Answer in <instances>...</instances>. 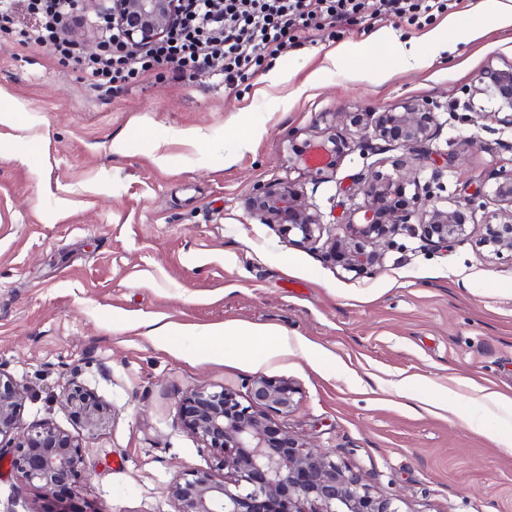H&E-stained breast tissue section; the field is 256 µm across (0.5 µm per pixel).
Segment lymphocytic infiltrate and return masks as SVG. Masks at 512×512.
I'll use <instances>...</instances> for the list:
<instances>
[{"instance_id":"lymphocytic-infiltrate-1","label":"lymphocytic infiltrate","mask_w":512,"mask_h":512,"mask_svg":"<svg viewBox=\"0 0 512 512\" xmlns=\"http://www.w3.org/2000/svg\"><path fill=\"white\" fill-rule=\"evenodd\" d=\"M81 0H0V34L14 43H35L59 60L79 56L66 32L80 23ZM449 0H178V20L165 37L145 49L130 48L108 12L95 21L105 35L101 54L84 59L91 87L116 93L140 72L159 67L174 74L212 70L233 87L254 74L260 59L301 46L306 31L335 26L364 15L410 22L447 10ZM34 18L33 28L17 27L18 7Z\"/></svg>"}]
</instances>
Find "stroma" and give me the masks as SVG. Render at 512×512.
Returning <instances> with one entry per match:
<instances>
[{
	"label": "stroma",
	"instance_id": "35a3bbf8",
	"mask_svg": "<svg viewBox=\"0 0 512 512\" xmlns=\"http://www.w3.org/2000/svg\"><path fill=\"white\" fill-rule=\"evenodd\" d=\"M479 3L452 0L421 23L354 19L312 32L232 89L205 71L158 68L105 93L76 61L0 46V108L25 107L0 122V368L28 389L24 425H53L83 447L76 482L50 495L0 470V512H176L171 487L185 473L224 477L220 452L180 425L181 401L204 385L248 403L257 375L298 390L295 410L274 416L285 432L330 452L400 512H512V453L468 399L472 383L512 397V258L488 261L470 238L435 248L403 231L376 273L358 275L246 207L255 188L292 179L321 211H342L339 183L392 173L406 148L374 152L355 139L335 178L317 182L289 168L290 140L308 138L321 116L407 98L438 106L447 204L491 188L512 164V129L468 91L481 71L512 65V26ZM382 27L412 48L408 60L369 44ZM432 31L449 33L448 49L431 46ZM342 43L354 54L327 63ZM273 69L282 83L267 82ZM187 129L200 139L179 138ZM152 320L177 336L150 337ZM224 325L278 328L325 362L212 359L203 335ZM401 378L466 420L399 394ZM73 379L110 405L106 431L87 434L58 403Z\"/></svg>",
	"mask_w": 512,
	"mask_h": 512
}]
</instances>
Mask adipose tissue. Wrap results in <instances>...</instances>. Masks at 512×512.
<instances>
[{
	"mask_svg": "<svg viewBox=\"0 0 512 512\" xmlns=\"http://www.w3.org/2000/svg\"><path fill=\"white\" fill-rule=\"evenodd\" d=\"M233 341L235 355L243 360L261 355L267 358L285 357L308 352L302 340H289L283 332L256 326H227L211 332L206 341L207 348L216 354L223 353L225 341Z\"/></svg>",
	"mask_w": 512,
	"mask_h": 512,
	"instance_id": "1",
	"label": "adipose tissue"
}]
</instances>
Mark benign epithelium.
<instances>
[{"label": "benign epithelium", "mask_w": 512, "mask_h": 512, "mask_svg": "<svg viewBox=\"0 0 512 512\" xmlns=\"http://www.w3.org/2000/svg\"><path fill=\"white\" fill-rule=\"evenodd\" d=\"M176 5L177 0H112V20L122 27L129 45L139 49L167 33ZM477 96L491 98L495 109L490 116L512 127V66L481 72L470 89V98ZM435 108L424 100L405 99L378 114L336 112L326 128L293 149L292 168L319 180L336 174L347 155L348 141L340 126L410 151L412 161L395 176L372 168L355 183L339 185L338 191L349 197L363 195V203L339 215L326 214L307 201L301 184L288 180L256 188L248 209L266 224L282 225L300 244L317 241L328 224L344 226L342 235L327 239L323 256L357 274H371L381 266L380 243L392 244L401 228L432 246L474 237L489 259L512 256V167L498 170L493 189L498 208L485 212L480 223L468 215L475 205L486 208L477 203L485 197L480 186L463 205L430 204L434 190L442 189L439 163H448V154L431 148L437 132ZM296 393L287 380L258 375L250 383L247 406L227 388L201 386L185 397L180 423L205 447L223 451L222 466L231 477L217 481L208 472L196 471L175 483L171 493L177 512H399L392 499L375 496L361 474L273 425L269 412L291 413ZM26 398L27 388L0 370V461L8 460L24 483L49 494L74 481L82 447L50 424L24 427L20 410ZM59 401L90 435L112 422L111 407L76 380L63 388Z\"/></svg>", "instance_id": "1"}]
</instances>
